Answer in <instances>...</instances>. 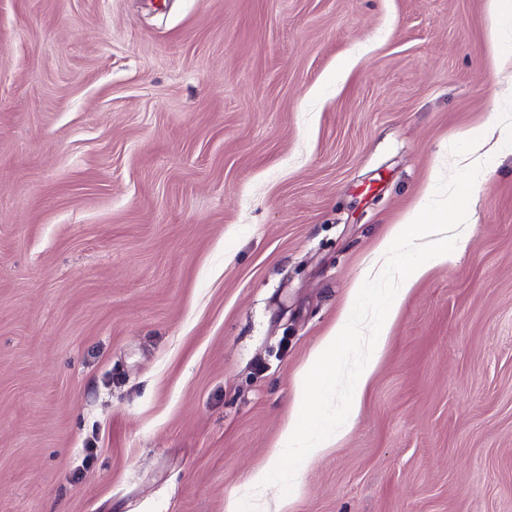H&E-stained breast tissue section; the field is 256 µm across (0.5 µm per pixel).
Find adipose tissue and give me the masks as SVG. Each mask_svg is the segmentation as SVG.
Returning a JSON list of instances; mask_svg holds the SVG:
<instances>
[{
  "instance_id": "adipose-tissue-1",
  "label": "adipose tissue",
  "mask_w": 512,
  "mask_h": 512,
  "mask_svg": "<svg viewBox=\"0 0 512 512\" xmlns=\"http://www.w3.org/2000/svg\"><path fill=\"white\" fill-rule=\"evenodd\" d=\"M503 154H512V114L498 109L481 130L464 140L461 156L466 182L480 180L489 160ZM471 231L464 211L452 209L449 222L441 224L434 219L425 199L393 225L378 244L374 261L362 270L335 324L303 365L294 406L271 447V465L253 474L254 488H264L278 475L277 464L288 453H297L305 460L315 458L353 428L402 303L433 266L457 260ZM384 277L389 278L390 286L380 314L372 318L362 310L361 303L368 282ZM351 348L359 350L361 358L351 373L339 415L330 421L311 411L310 406L334 390L336 366Z\"/></svg>"
}]
</instances>
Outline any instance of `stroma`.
<instances>
[{"instance_id": "obj_1", "label": "stroma", "mask_w": 512, "mask_h": 512, "mask_svg": "<svg viewBox=\"0 0 512 512\" xmlns=\"http://www.w3.org/2000/svg\"><path fill=\"white\" fill-rule=\"evenodd\" d=\"M487 0H0V512L250 487L378 242L512 102ZM288 512H512V154ZM95 457L85 462V446Z\"/></svg>"}]
</instances>
